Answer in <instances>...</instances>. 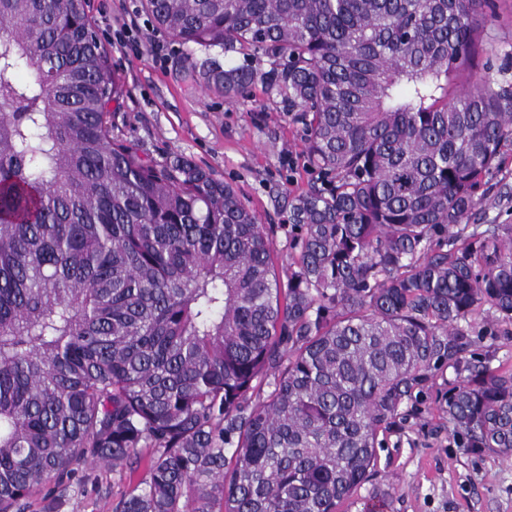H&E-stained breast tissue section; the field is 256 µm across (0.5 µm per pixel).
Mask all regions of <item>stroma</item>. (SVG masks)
I'll list each match as a JSON object with an SVG mask.
<instances>
[{
    "label": "stroma",
    "instance_id": "1",
    "mask_svg": "<svg viewBox=\"0 0 512 512\" xmlns=\"http://www.w3.org/2000/svg\"><path fill=\"white\" fill-rule=\"evenodd\" d=\"M90 14L126 95L112 108L114 134L154 162L181 155L211 168L274 225L273 248L288 261V198L318 181L305 163L299 125L261 88L228 103L186 79L185 46L157 28L141 0H89ZM487 220L512 224V159L482 203ZM454 377L433 372L402 409L377 451L371 477L338 508L364 512L387 498L384 512H512V459L457 447L441 401ZM122 470L78 465L61 486L40 487L22 512H114L127 490Z\"/></svg>",
    "mask_w": 512,
    "mask_h": 512
}]
</instances>
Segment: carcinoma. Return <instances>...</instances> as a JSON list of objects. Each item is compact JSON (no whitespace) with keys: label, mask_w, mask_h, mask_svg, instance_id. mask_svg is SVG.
Listing matches in <instances>:
<instances>
[{"label":"carcinoma","mask_w":512,"mask_h":512,"mask_svg":"<svg viewBox=\"0 0 512 512\" xmlns=\"http://www.w3.org/2000/svg\"><path fill=\"white\" fill-rule=\"evenodd\" d=\"M144 7L203 53L192 85L282 104L322 182L288 199L281 275L232 185L112 135L87 0H0V512L81 462L135 476L115 512H336L443 366L458 446L511 458L512 371L470 322L512 325V224L479 212L512 146L487 0Z\"/></svg>","instance_id":"1"}]
</instances>
